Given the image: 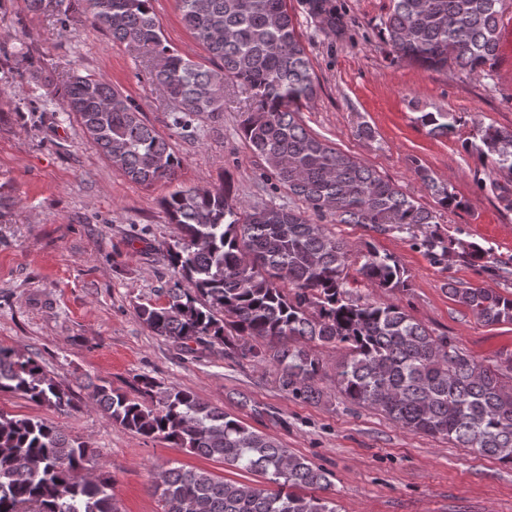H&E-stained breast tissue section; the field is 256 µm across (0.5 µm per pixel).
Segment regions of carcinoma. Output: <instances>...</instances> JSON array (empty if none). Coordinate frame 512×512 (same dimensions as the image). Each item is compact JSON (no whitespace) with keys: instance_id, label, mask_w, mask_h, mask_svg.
<instances>
[{"instance_id":"cac0c4a2","label":"carcinoma","mask_w":512,"mask_h":512,"mask_svg":"<svg viewBox=\"0 0 512 512\" xmlns=\"http://www.w3.org/2000/svg\"><path fill=\"white\" fill-rule=\"evenodd\" d=\"M64 31L89 20L125 43L149 68L151 86L168 102L174 126L224 111L225 85L246 93L241 134L280 186L306 208L336 224L379 233L412 232L437 223L419 204L365 163L309 133L301 108L318 83L286 0H179L181 19L205 46L212 67L164 44L152 0H27ZM512 0H391L383 41L401 61L430 70L486 76ZM31 78L75 115L113 167L150 187L173 183L181 166L169 142L142 118L130 96L106 79L40 68ZM418 122L435 137L456 131L454 112H423ZM466 147L495 173L512 178V129L480 124ZM416 175L448 208L457 198L418 165ZM161 204L179 235L165 246L181 281L165 302L142 304L138 316L155 335L180 345L224 347V354L277 370L294 399L320 397L322 363L313 344H342L347 357L334 385L351 405L385 413L400 428L442 437L459 448L512 463V358L495 366L434 336L400 305L363 301L352 284L403 292L409 277L391 254L362 250L359 278L349 279L343 240L302 212L233 201L222 184L178 187ZM451 241L429 231L414 242L436 261ZM448 295L488 325L512 323V294L463 287ZM138 397L105 384L93 391L102 417L132 433L239 470L258 472L270 487L216 479L204 471L168 468L152 484L161 512H337L326 472L251 430L224 409L176 385L138 378ZM0 392L67 413L71 392L32 357L0 346ZM95 451L52 422L0 413V512H119L112 476L88 471Z\"/></svg>"}]
</instances>
